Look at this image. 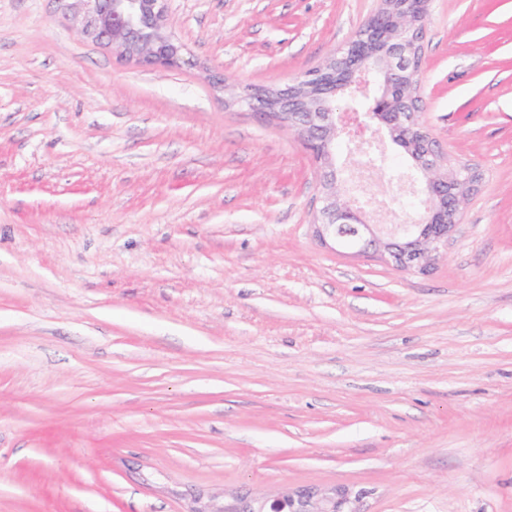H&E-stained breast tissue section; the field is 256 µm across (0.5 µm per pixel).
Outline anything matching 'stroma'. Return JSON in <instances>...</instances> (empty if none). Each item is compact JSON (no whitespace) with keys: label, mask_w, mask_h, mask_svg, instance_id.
<instances>
[{"label":"stroma","mask_w":512,"mask_h":512,"mask_svg":"<svg viewBox=\"0 0 512 512\" xmlns=\"http://www.w3.org/2000/svg\"><path fill=\"white\" fill-rule=\"evenodd\" d=\"M379 5L167 0V71L0 0V512H512V0H429L420 124L479 180L428 272L323 241L317 163L236 101ZM361 496H352L345 488L302 489L281 493L271 499L260 497L241 499L224 506L222 512H364L360 508Z\"/></svg>","instance_id":"1"}]
</instances>
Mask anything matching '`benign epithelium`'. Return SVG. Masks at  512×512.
I'll list each match as a JSON object with an SVG mask.
<instances>
[{"label": "benign epithelium", "mask_w": 512, "mask_h": 512, "mask_svg": "<svg viewBox=\"0 0 512 512\" xmlns=\"http://www.w3.org/2000/svg\"><path fill=\"white\" fill-rule=\"evenodd\" d=\"M88 6L84 34L122 57L165 69L192 65L183 46L165 32L167 0H82ZM429 0H381L365 23V34L321 66L284 85L254 88L242 97L263 119L297 132L319 164L323 206L317 219L322 239L383 250L405 271H427L433 252L448 241L460 220V205L476 175L470 167L448 168L422 130L418 113L396 108L399 98L422 101L421 68L411 57L428 21ZM402 138L420 153L412 167L423 208L417 223L385 229L368 220L369 205L349 178L337 183L336 144L349 152L380 145L379 136ZM222 512H363L360 496L345 488L286 491L271 499H242Z\"/></svg>", "instance_id": "1"}]
</instances>
